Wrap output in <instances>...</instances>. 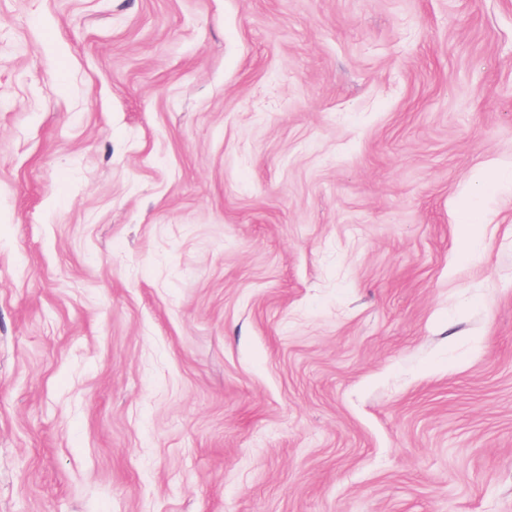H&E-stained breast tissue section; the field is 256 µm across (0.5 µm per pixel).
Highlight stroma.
Listing matches in <instances>:
<instances>
[{"label":"stroma","mask_w":512,"mask_h":512,"mask_svg":"<svg viewBox=\"0 0 512 512\" xmlns=\"http://www.w3.org/2000/svg\"><path fill=\"white\" fill-rule=\"evenodd\" d=\"M512 0H0V512H512ZM504 183H512V167L507 169L490 167L481 172L471 183V192L466 201L460 204L458 228L464 241L474 240L482 224H486V214L480 207L484 196L495 192Z\"/></svg>","instance_id":"obj_1"}]
</instances>
